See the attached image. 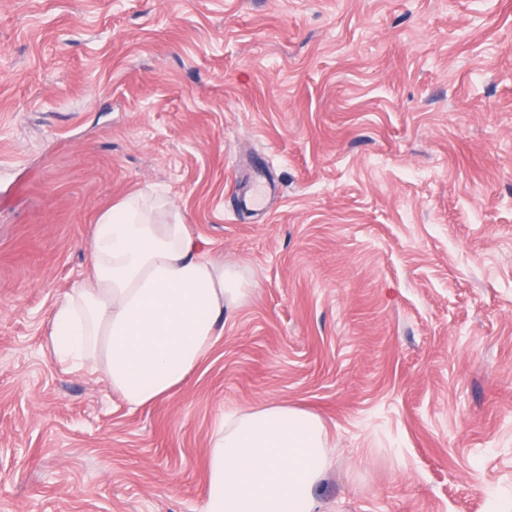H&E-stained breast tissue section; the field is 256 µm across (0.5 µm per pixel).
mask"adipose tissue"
Masks as SVG:
<instances>
[{"instance_id":"obj_1","label":"adipose tissue","mask_w":512,"mask_h":512,"mask_svg":"<svg viewBox=\"0 0 512 512\" xmlns=\"http://www.w3.org/2000/svg\"><path fill=\"white\" fill-rule=\"evenodd\" d=\"M90 280L51 311L59 365L93 364L132 410L166 397L208 355L224 314L246 304L250 283L205 251L167 202L128 197L102 212ZM333 460L322 419L267 401L220 416L206 452L202 512H315L314 490Z\"/></svg>"}]
</instances>
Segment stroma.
<instances>
[{"instance_id": "obj_1", "label": "stroma", "mask_w": 512, "mask_h": 512, "mask_svg": "<svg viewBox=\"0 0 512 512\" xmlns=\"http://www.w3.org/2000/svg\"><path fill=\"white\" fill-rule=\"evenodd\" d=\"M151 189L253 292L131 410L48 322ZM264 401L329 430L319 512L512 493V0H0V512H201ZM271 193L272 188L266 184L263 175L255 172L251 177L250 189L238 195V208L242 211L265 214Z\"/></svg>"}]
</instances>
